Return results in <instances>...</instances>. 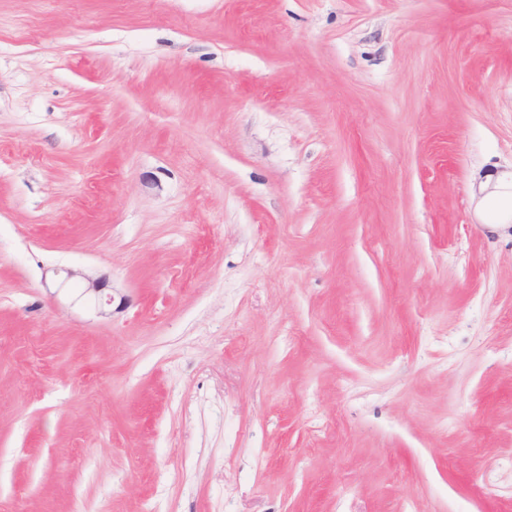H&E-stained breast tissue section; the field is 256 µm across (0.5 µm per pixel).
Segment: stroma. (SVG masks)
I'll return each instance as SVG.
<instances>
[{"label": "stroma", "instance_id": "1", "mask_svg": "<svg viewBox=\"0 0 512 512\" xmlns=\"http://www.w3.org/2000/svg\"><path fill=\"white\" fill-rule=\"evenodd\" d=\"M503 173L512 0H0V512H512ZM489 215L495 221L512 217V184L510 186L506 183L500 186V191L497 192L494 206Z\"/></svg>", "mask_w": 512, "mask_h": 512}]
</instances>
